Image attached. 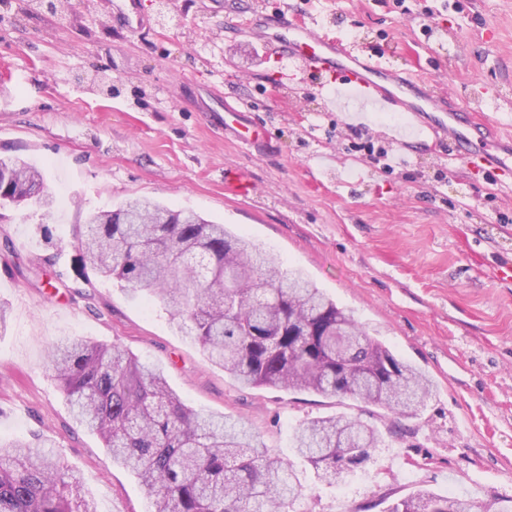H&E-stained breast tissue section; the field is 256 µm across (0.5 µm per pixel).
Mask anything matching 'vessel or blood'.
Returning <instances> with one entry per match:
<instances>
[{
    "instance_id": "b4317fda",
    "label": "vessel or blood",
    "mask_w": 512,
    "mask_h": 512,
    "mask_svg": "<svg viewBox=\"0 0 512 512\" xmlns=\"http://www.w3.org/2000/svg\"><path fill=\"white\" fill-rule=\"evenodd\" d=\"M112 20L132 32L148 25L137 0H114ZM225 23L247 29L271 55L299 74L327 79L348 98L376 111L418 119L429 136L451 140L454 160L478 163L482 172L494 179L512 169V135L494 134L475 113L451 97L436 94L408 71L387 67L385 51H369L337 36L324 15L308 13L297 22L291 19L286 0H261L244 11H226ZM212 122L226 139L244 150L273 148L268 130L239 102L225 101L223 111L214 113Z\"/></svg>"
}]
</instances>
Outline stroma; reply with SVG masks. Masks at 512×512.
<instances>
[{
  "instance_id": "35a3bbf8",
  "label": "stroma",
  "mask_w": 512,
  "mask_h": 512,
  "mask_svg": "<svg viewBox=\"0 0 512 512\" xmlns=\"http://www.w3.org/2000/svg\"><path fill=\"white\" fill-rule=\"evenodd\" d=\"M112 0H0V157L41 168L52 207L0 210V441L40 436L80 470L97 512H150L137 480L71 418L45 369L60 338L116 344L163 369L188 406L228 415L292 461L293 512H384L420 488L464 502L512 498V193L476 167L449 164L447 141L311 89L255 38L227 28L224 8L251 0H140L148 27L112 25ZM333 11L339 36L394 48L390 67L512 131V0H288ZM432 9L429 51L417 17ZM247 104L273 138L266 154L226 142L201 111L212 98ZM363 123L377 152L347 148ZM243 171L249 196L224 174ZM133 198L192 210L274 251L350 311L368 336L418 366L434 392L415 417L374 408L392 428L371 461L335 485L296 457L311 418L355 401L244 387L212 364L155 300L80 272L78 228Z\"/></svg>"
}]
</instances>
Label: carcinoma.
I'll use <instances>...</instances> for the list:
<instances>
[{"label": "carcinoma", "instance_id": "cac0c4a2", "mask_svg": "<svg viewBox=\"0 0 512 512\" xmlns=\"http://www.w3.org/2000/svg\"><path fill=\"white\" fill-rule=\"evenodd\" d=\"M29 185L24 202L49 207L44 176L21 159L0 171ZM83 266L159 300L210 362L240 385L350 398L415 417L433 383L367 336L354 317L298 269L222 224L150 199L92 216L80 238ZM75 422L143 487L153 512H290L300 494L291 463L271 456L230 417L187 406L162 372L117 346L62 338L47 355ZM384 443L359 415L318 417L295 430L296 454L336 483ZM0 512H96L83 476L47 439L0 443ZM384 512H512L464 504L426 489Z\"/></svg>", "mask_w": 512, "mask_h": 512}]
</instances>
